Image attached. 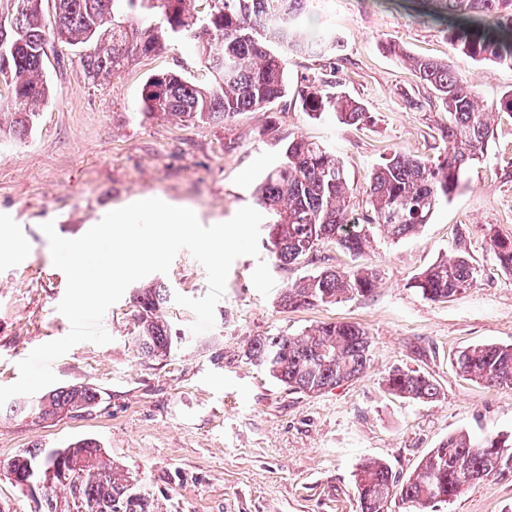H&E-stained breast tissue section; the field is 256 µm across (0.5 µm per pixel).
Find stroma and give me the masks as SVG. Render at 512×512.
Returning <instances> with one entry per match:
<instances>
[{
	"label": "stroma",
	"mask_w": 512,
	"mask_h": 512,
	"mask_svg": "<svg viewBox=\"0 0 512 512\" xmlns=\"http://www.w3.org/2000/svg\"><path fill=\"white\" fill-rule=\"evenodd\" d=\"M311 7L315 24L336 33L335 55L286 54L287 97L223 122L140 113L151 75L176 70L198 85L212 84L191 43L137 57L93 82L74 49L51 44L49 98L33 130L0 145V386L18 380V364L34 348L70 329L58 310L66 276L52 262L42 223L76 239L145 196L187 207L205 226L228 221L254 205L255 185L294 137L336 152L360 215L381 158L402 151L433 159L444 146L447 115L409 58L449 62L487 103L512 91V68L455 50L443 26L418 16L412 0H313ZM388 43L402 56L387 53ZM318 78L335 81L372 122L310 118L299 94ZM491 125L486 164L469 171L465 188L417 234L398 241L376 236L359 257L320 244L305 263L270 265L275 285L265 296L252 283L256 258L239 257L214 328L191 334L167 358L139 353L137 288L129 286L103 318L111 342L79 343L52 364L58 386L98 390L93 412L35 423L0 407V464L36 445L61 448L92 437L147 484L162 512H358L354 474L362 462L383 460L405 478L450 435L512 433V389L486 388L455 366L465 347L512 344V274L489 250L491 235L512 238V117L492 116ZM15 240L28 248L21 267L8 258ZM458 249L480 269L474 283L444 301L424 299L411 286L414 278ZM364 266L380 272L368 296L296 310L278 303L281 291L306 274ZM149 279L189 298L208 291L203 266L185 250L168 273ZM325 322L352 323L368 334V367L359 378L306 395L286 390L245 356L254 337L298 336ZM396 368L433 378L438 398L390 394L383 379ZM425 512H512V478H487Z\"/></svg>",
	"instance_id": "35a3bbf8"
}]
</instances>
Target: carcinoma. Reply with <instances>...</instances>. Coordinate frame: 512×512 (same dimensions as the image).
I'll use <instances>...</instances> for the list:
<instances>
[{"instance_id":"1","label":"carcinoma","mask_w":512,"mask_h":512,"mask_svg":"<svg viewBox=\"0 0 512 512\" xmlns=\"http://www.w3.org/2000/svg\"><path fill=\"white\" fill-rule=\"evenodd\" d=\"M43 0H12V13L0 17V76L12 86L8 112L0 111V139L27 131L38 116L49 87L44 61L50 40L85 48V76L123 71L134 54L147 55L167 43L190 39L207 69L218 75L201 87L175 71L154 74L143 85L142 115H165L181 122L207 123L264 108L288 93L283 53L323 57L336 50V34L309 27L308 0H203L194 14L190 0H54L46 16ZM435 21L448 28V41L470 57L512 67V0H416ZM419 81L429 87L448 113L443 152L433 160L395 152L377 163L366 188L368 210L355 217L344 166L336 153L305 139L288 141L281 163L269 171L255 192L256 204L270 215L262 228V246L275 262L290 265L325 240L353 255L370 244L373 225L392 239L414 235L435 209L465 186L468 171L487 154L492 138V110L512 115V91L491 109L478 103L472 86L462 85L447 62L411 59ZM302 110L342 124L371 121L363 105L313 83L300 95ZM489 250L512 273V238L493 235ZM477 268L467 252L441 260L413 281L423 298L441 301L464 292ZM380 280L373 267L346 273L324 268L292 283L280 297L285 309L336 303L371 294ZM162 283L138 290L136 343L148 357H167L185 339L158 311L168 302ZM369 336L351 323H323L300 336L277 334L253 338L246 357L292 391L314 395L353 380L366 369ZM459 372L478 384L512 388V345L481 344L458 354ZM387 390L401 398L432 401L438 386L413 369H394L384 378ZM97 390L89 385L58 387L14 413L48 420L94 407ZM20 490L42 482L43 512H159L155 497L132 482L92 438L65 448H32L7 463ZM512 475V434L474 439L452 435L432 449L406 480L381 460H367L355 474L360 512H386L398 498L414 508L447 503L488 478Z\"/></svg>"}]
</instances>
